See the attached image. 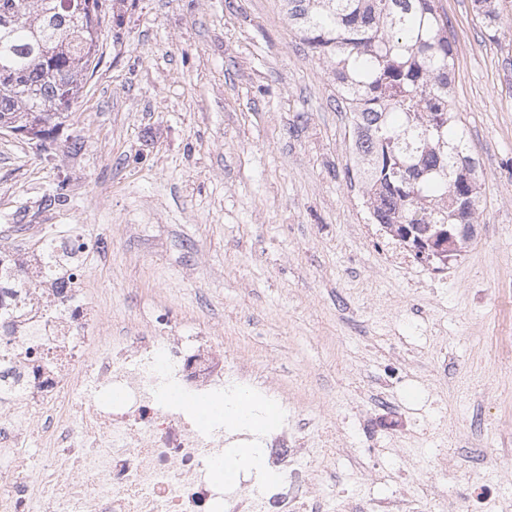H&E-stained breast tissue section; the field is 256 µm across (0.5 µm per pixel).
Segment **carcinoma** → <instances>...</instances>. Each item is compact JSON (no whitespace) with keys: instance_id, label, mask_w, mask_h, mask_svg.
Here are the masks:
<instances>
[{"instance_id":"1","label":"carcinoma","mask_w":512,"mask_h":512,"mask_svg":"<svg viewBox=\"0 0 512 512\" xmlns=\"http://www.w3.org/2000/svg\"><path fill=\"white\" fill-rule=\"evenodd\" d=\"M288 20L336 81L353 126L350 183L380 224L428 264L458 256L478 224L483 173L450 105L454 45L438 0H286ZM127 0H0V129L45 142L94 73ZM497 31L496 0H472ZM453 225L455 239L439 235Z\"/></svg>"}]
</instances>
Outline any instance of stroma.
Here are the masks:
<instances>
[{
	"mask_svg": "<svg viewBox=\"0 0 512 512\" xmlns=\"http://www.w3.org/2000/svg\"><path fill=\"white\" fill-rule=\"evenodd\" d=\"M439 4L452 108L484 176L478 234L444 270L386 267L364 234L351 120L283 0H132L47 149L0 131V248L85 238L104 313L208 316L310 420H358L380 381L397 403L430 386L443 415L427 434L393 419L378 442L414 462L404 491L423 488L430 452L466 436L474 408L477 447L512 448V370L494 366L512 333V0L497 2L493 38L471 0ZM413 319L427 338L409 335ZM441 347L457 366L446 377ZM311 457L336 469L333 512L339 493L395 484L365 454Z\"/></svg>",
	"mask_w": 512,
	"mask_h": 512,
	"instance_id": "obj_1",
	"label": "stroma"
}]
</instances>
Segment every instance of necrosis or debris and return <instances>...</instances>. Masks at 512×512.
I'll use <instances>...</instances> for the list:
<instances>
[{
    "mask_svg": "<svg viewBox=\"0 0 512 512\" xmlns=\"http://www.w3.org/2000/svg\"><path fill=\"white\" fill-rule=\"evenodd\" d=\"M39 253L30 285L0 313V512H324L321 471L287 396L209 320L168 307L112 327L81 286L82 250ZM232 392L278 401L262 435L201 428L191 404ZM247 441L260 469L216 481L223 451ZM512 455L432 459L426 492L345 497L342 512H470L498 499L484 473Z\"/></svg>",
    "mask_w": 512,
    "mask_h": 512,
    "instance_id": "4bbe7bcc",
    "label": "necrosis or debris"
}]
</instances>
